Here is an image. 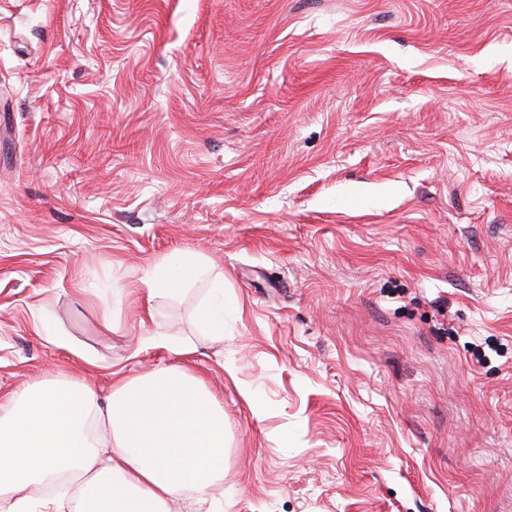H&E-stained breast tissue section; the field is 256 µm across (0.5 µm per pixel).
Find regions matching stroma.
<instances>
[{
    "label": "stroma",
    "mask_w": 512,
    "mask_h": 512,
    "mask_svg": "<svg viewBox=\"0 0 512 512\" xmlns=\"http://www.w3.org/2000/svg\"><path fill=\"white\" fill-rule=\"evenodd\" d=\"M159 333L215 512H512V0H0V399ZM191 269L187 263H173L171 257L155 265L146 273L142 284L147 288L148 295L178 293L179 288L187 279Z\"/></svg>",
    "instance_id": "35a3bbf8"
}]
</instances>
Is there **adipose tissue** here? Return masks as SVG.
<instances>
[{"label":"adipose tissue","mask_w":512,"mask_h":512,"mask_svg":"<svg viewBox=\"0 0 512 512\" xmlns=\"http://www.w3.org/2000/svg\"><path fill=\"white\" fill-rule=\"evenodd\" d=\"M190 273L165 259L149 294L178 293ZM224 409L176 363L124 378L108 394L81 378L43 379L0 402V512H87L66 473L93 488L101 512H168L224 479Z\"/></svg>","instance_id":"ef3b65f1"}]
</instances>
